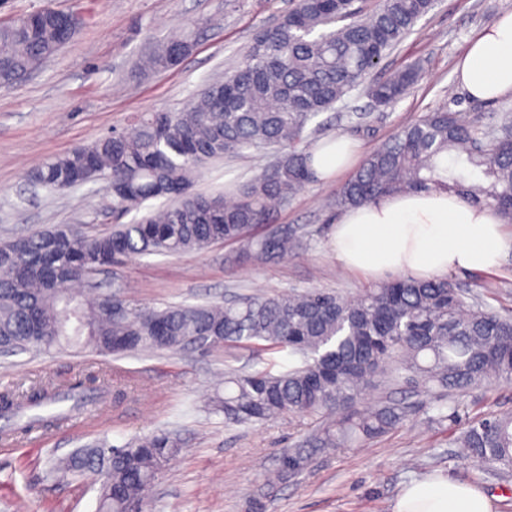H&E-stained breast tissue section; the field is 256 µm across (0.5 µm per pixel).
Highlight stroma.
I'll use <instances>...</instances> for the list:
<instances>
[{"instance_id": "stroma-1", "label": "stroma", "mask_w": 512, "mask_h": 512, "mask_svg": "<svg viewBox=\"0 0 512 512\" xmlns=\"http://www.w3.org/2000/svg\"><path fill=\"white\" fill-rule=\"evenodd\" d=\"M295 0H5L0 21L46 7L79 13L80 34L25 79L0 87V241L60 224H79L91 234L140 218L119 214L104 182L50 192L32 189L30 172L51 158L90 143L112 128L129 126L137 115L181 110L206 83L223 78L242 59L261 28L274 25ZM512 0H437L413 31L386 56L371 79L388 77L408 63L421 78L399 101L372 107L355 90L335 111L316 117V141L345 135L369 154L402 126L446 106L467 116L490 119L503 101L470 100L454 80L469 42ZM195 38L193 52L170 69L140 74L139 59L182 30ZM265 154L216 160L206 165L195 189L234 197L265 165ZM342 179L314 181L274 212L272 222L300 228L308 244L296 254L267 263L225 262L230 246L182 256L126 259L95 275V288L123 290L132 303L170 304L225 301L324 289L352 295L377 285L374 276L343 268L331 253L329 235L338 214L334 199ZM453 281L512 317V252L499 268L458 272ZM287 353L245 345H221L102 356L53 349L0 354V392L22 393L50 384L68 388L95 377L104 393L91 411L64 427L31 432L8 430L0 418V512H96L101 481L89 474L54 479L50 458L80 448L163 430L176 432L182 447L149 490L144 512H393L404 484L442 472L495 496V512H512V473L476 466L459 458L452 440L474 420L512 411V383L467 390L436 402L423 387L372 382L358 400L363 410L388 401L409 406L408 417L390 433L319 454L285 482L267 484L282 453L306 449L336 418L331 409L283 416L253 425L225 422L210 402L218 373L250 372L267 366L285 371Z\"/></svg>"}]
</instances>
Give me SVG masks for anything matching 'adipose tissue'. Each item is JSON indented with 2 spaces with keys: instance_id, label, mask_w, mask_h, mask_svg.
Returning <instances> with one entry per match:
<instances>
[{
  "instance_id": "1",
  "label": "adipose tissue",
  "mask_w": 512,
  "mask_h": 512,
  "mask_svg": "<svg viewBox=\"0 0 512 512\" xmlns=\"http://www.w3.org/2000/svg\"><path fill=\"white\" fill-rule=\"evenodd\" d=\"M470 99L488 102L512 95V12L499 15L469 44L455 69ZM359 153L344 135L319 146L311 160L316 179L346 170ZM505 221L491 206L464 204L444 187L402 191L344 210L330 248L349 270L368 275L404 272L424 279L451 271H490L512 250ZM481 489L435 474L411 482L394 512H493Z\"/></svg>"
}]
</instances>
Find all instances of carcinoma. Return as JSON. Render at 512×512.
I'll return each mask as SVG.
<instances>
[{"label": "carcinoma", "mask_w": 512, "mask_h": 512, "mask_svg": "<svg viewBox=\"0 0 512 512\" xmlns=\"http://www.w3.org/2000/svg\"><path fill=\"white\" fill-rule=\"evenodd\" d=\"M355 2L297 0L276 25L258 31L233 71L204 85L182 110L146 112L131 127L33 171L32 183L67 190L88 160L96 167L93 181L112 180L113 211L138 210L160 198L175 204L105 233L61 224L1 242L0 346L117 355L178 349L204 336L213 345L262 342L268 350L286 349L301 356L302 365L279 374L226 372L224 395L213 398L212 410L242 425L338 409L334 423L315 438L314 451L322 453L378 438L404 420L407 407L400 403L350 411L377 376L403 371L441 397L512 382V317L467 301L446 277H398L352 296L311 289L163 309L137 308L116 293L86 300L68 288L135 256L200 253L230 242L239 245L237 257L265 262L304 248L294 228L254 230L313 180L308 123L360 86L376 108L396 103L419 81L417 66L376 83H365L366 76L435 6V0H380L363 15ZM63 17L64 11L48 7L0 23V86L33 72L79 34L81 26L70 27ZM194 47L189 34L169 39L145 57L140 71L170 68ZM265 148L275 149L273 160L234 199L194 191L208 161ZM431 185L466 204L492 206L512 224V108L502 107L493 124L466 121L448 107L425 113L367 155L336 194V207ZM116 297L127 307L121 318L109 310ZM34 333L42 343L29 342ZM65 399L74 412L92 402L77 383L66 393L53 386L33 387L21 397L5 391L0 408L22 414ZM454 445L466 457L511 472L512 413L476 420ZM180 447L177 435L163 431L120 448H86L52 472L104 469L97 512H129Z\"/></svg>", "instance_id": "1"}]
</instances>
